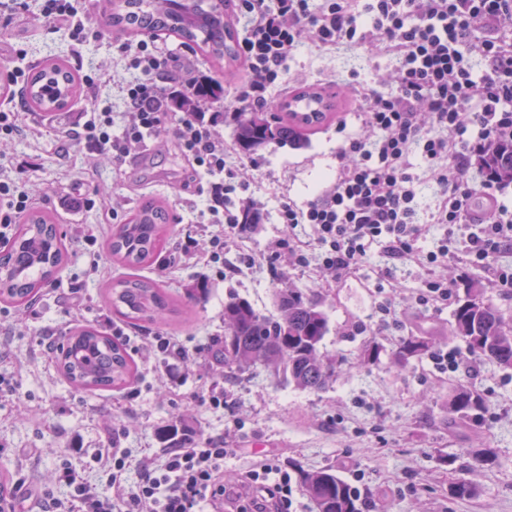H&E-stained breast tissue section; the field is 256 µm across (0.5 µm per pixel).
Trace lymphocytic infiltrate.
<instances>
[{"label":"lymphocytic infiltrate","instance_id":"f902f5d3","mask_svg":"<svg viewBox=\"0 0 512 512\" xmlns=\"http://www.w3.org/2000/svg\"><path fill=\"white\" fill-rule=\"evenodd\" d=\"M242 24L238 55L245 65L227 112H271L273 91L292 52L310 42L318 50L372 43L395 59L394 68L374 83L351 88L354 115L369 131L348 137L339 151L335 176L306 204L281 202V223L308 225V240L284 238L279 255L291 266H317L340 277L355 276L372 244L389 260L380 276L389 280L398 265L430 268L462 251L470 263L492 269L495 282L512 288V209L500 204L498 185L471 175L473 155L488 142L512 138V0H232ZM28 13L44 31L59 33L74 48L100 40L86 0H0V21L11 24ZM128 73L120 85L125 121L113 132L112 104L91 96L81 112H62L50 123L75 132L78 142L116 161L142 148L166 118L161 100L190 93L196 71L179 65L167 42L150 36L121 43ZM220 117L208 103L180 113L175 134L180 151L200 179L188 203L204 205L220 231L211 248L198 253L195 239L180 247L183 259L203 266L223 261L225 240L241 239L247 209L255 198L236 184L235 147L225 143ZM417 155L437 186L430 222L448 228L436 249L416 246L425 226L417 215V178L410 155ZM18 178L0 168V240L29 211ZM223 441L196 438L181 448H164L139 464V478L128 483L130 453L107 438L90 460L106 479L108 493L64 468L66 498L36 488L40 512H206L224 497ZM249 485L268 492L273 512H308L293 498L288 471L270 454L246 473Z\"/></svg>","mask_w":512,"mask_h":512}]
</instances>
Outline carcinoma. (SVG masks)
<instances>
[{"label":"carcinoma","instance_id":"cac0c4a2","mask_svg":"<svg viewBox=\"0 0 512 512\" xmlns=\"http://www.w3.org/2000/svg\"><path fill=\"white\" fill-rule=\"evenodd\" d=\"M110 24L132 32L164 30L199 49L210 58L234 59L236 50L227 45L233 39L224 19V4L214 0H118L110 13ZM81 83L75 70L59 57L49 58L37 68L25 92L26 108L32 112L53 113L78 97ZM224 87L211 81L188 96L161 102L165 112H186L198 101L218 102ZM235 141L251 154L268 145L300 146L308 129L298 126L292 112H239L234 119ZM477 163L489 180L500 186L512 185V139L491 144L478 156ZM164 204L153 200L137 205L127 221L117 225L106 242V249L126 267L137 269L154 262L168 244ZM5 254L13 263L0 269V303L18 311L31 305L44 286L54 280L67 260V247L57 235L53 215L33 210L17 224ZM106 296L112 312L139 326L164 321L178 314L177 302L164 285L153 279L130 275L107 285ZM280 315L267 316L243 298L230 295L224 302V340L212 351L213 363L224 367L223 379H235L263 367L273 377L307 391H320L336 380L341 362L321 352L330 331L329 317L321 302L295 288L277 295ZM449 333L463 341L470 353L512 368V319L486 297L478 281L470 283L456 297ZM431 341L418 336L404 339L392 355L393 363L405 367L419 360ZM64 378L84 391L122 389L137 374L134 360L122 342L92 326L73 328L58 344L47 339ZM449 418L476 420L485 411L481 393L459 381L448 391ZM470 455L478 466L496 461L490 446L473 448ZM304 490L313 500L316 512H361L360 498L336 470L325 467L299 472Z\"/></svg>","mask_w":512,"mask_h":512}]
</instances>
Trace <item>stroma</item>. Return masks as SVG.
Wrapping results in <instances>:
<instances>
[{
    "instance_id": "obj_1",
    "label": "stroma",
    "mask_w": 512,
    "mask_h": 512,
    "mask_svg": "<svg viewBox=\"0 0 512 512\" xmlns=\"http://www.w3.org/2000/svg\"><path fill=\"white\" fill-rule=\"evenodd\" d=\"M109 4L100 0L95 18L107 31L96 45L74 55L61 37L40 39L41 26L34 18L17 19L0 31V73H6L17 47L27 51L26 66L48 57L81 58L85 67H105L114 80L101 84L98 93L112 103L114 115L125 110L118 81L125 76V61L113 45L126 41L124 33L108 28ZM393 66L390 57L363 43L321 51L302 43L293 52L283 76L284 84L302 78L307 82L339 83L371 81ZM23 128L11 143L0 146V163L19 177L35 208L53 212L58 230L68 242V262L57 279L44 288L34 308L17 313L0 312V369L18 367L11 390L0 392V444L6 448L0 465L12 474L19 512H33L29 487L53 485L58 496L67 490L58 485L61 461L84 469L87 481L98 491L106 486L98 473L85 469L80 449L99 447L109 429L120 428V447L129 449L133 468L129 481H137V461L151 456L161 446L158 431L173 417H191L204 436L223 440L234 451L224 462V485L241 496L251 494L244 482L257 446L276 455L280 465L294 461L308 471L335 468L343 479L362 471L361 512H512V369L473 358V369L456 379L475 387L486 401L481 431L448 420L445 406L454 377L437 373L429 360L411 362L405 369L389 362L359 363L364 345L371 340L395 350L412 334L434 339L436 348L464 350L461 340L448 336L451 311L415 304L413 293L426 275L448 280L455 293L466 282L483 281L487 298L505 316L512 317V290L499 287L488 269L471 264L463 256L424 270L401 266L395 272L396 289H389L378 276L386 259L380 246H373L360 272L326 286V278L314 268H287L271 256L276 243L304 226L289 229L278 217L280 199L297 203L311 199L318 185L334 175L338 151L345 136L360 134L359 121L347 116L344 133L327 123L306 136L298 148L267 146L254 155V164H242L239 174L250 183L255 199L265 204L264 218L244 248L257 255L255 265L232 277H220L217 269L181 262L165 268L154 262L143 276L162 281L178 300L179 313L159 327L129 328L132 343L152 342L154 334L174 338L188 359L152 354L156 375H141L120 391L87 393L71 387L54 359L45 350L44 339L64 340L69 328L93 324L105 327L114 317L103 298L106 282L125 276L104 246L112 224L104 223L103 210L114 206L127 218L138 203L162 199L172 219L171 243L179 245L192 235L206 247L213 225L199 211L184 203L183 186L193 178L179 152L171 128L154 138L152 150L129 156L115 164L111 156H97L86 166L77 141L51 134L44 113L23 112ZM419 174L417 220L427 230L420 249H435L446 234L428 215L436 203V186ZM104 192L102 202L88 208L84 200L89 186ZM211 285L207 298L188 297L185 289L197 277ZM296 288L314 295L330 319V333L322 350L343 357L335 382L319 392L301 391L255 368L224 386V404L214 408L201 401L218 379L209 365L210 351L224 337V301L229 295L247 299L262 314L277 312L276 294ZM390 297L393 318L379 321L376 306ZM489 444L497 460L475 466L467 453L477 443ZM467 481L476 491L460 500L448 493L451 483Z\"/></svg>"
}]
</instances>
